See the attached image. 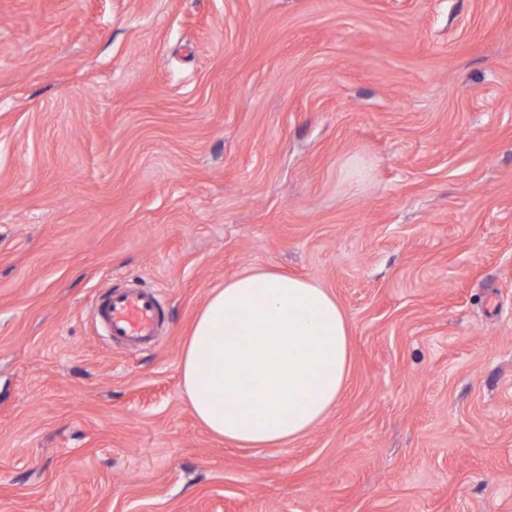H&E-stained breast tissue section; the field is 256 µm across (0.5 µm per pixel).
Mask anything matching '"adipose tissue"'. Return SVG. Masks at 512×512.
I'll use <instances>...</instances> for the list:
<instances>
[{"label": "adipose tissue", "mask_w": 512, "mask_h": 512, "mask_svg": "<svg viewBox=\"0 0 512 512\" xmlns=\"http://www.w3.org/2000/svg\"><path fill=\"white\" fill-rule=\"evenodd\" d=\"M350 352L349 320L326 289L250 270L199 311L181 352L182 388L211 433L249 448L284 445L336 404Z\"/></svg>", "instance_id": "adipose-tissue-1"}]
</instances>
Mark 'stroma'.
I'll list each match as a JSON object with an SVG mask.
<instances>
[{"mask_svg":"<svg viewBox=\"0 0 512 512\" xmlns=\"http://www.w3.org/2000/svg\"><path fill=\"white\" fill-rule=\"evenodd\" d=\"M257 267L350 374L242 448L179 360ZM0 512H512V0H0ZM97 314L110 336L121 338L133 347L156 335L160 315L156 299L140 289L109 292Z\"/></svg>","mask_w":512,"mask_h":512,"instance_id":"35a3bbf8","label":"stroma"}]
</instances>
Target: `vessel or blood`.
Returning <instances> with one entry per match:
<instances>
[{
  "label": "vessel or blood",
  "mask_w": 512,
  "mask_h": 512,
  "mask_svg": "<svg viewBox=\"0 0 512 512\" xmlns=\"http://www.w3.org/2000/svg\"><path fill=\"white\" fill-rule=\"evenodd\" d=\"M97 314L110 336L133 347L153 338L159 324L156 299L140 289L107 294Z\"/></svg>",
  "instance_id": "vessel-or-blood-1"
}]
</instances>
